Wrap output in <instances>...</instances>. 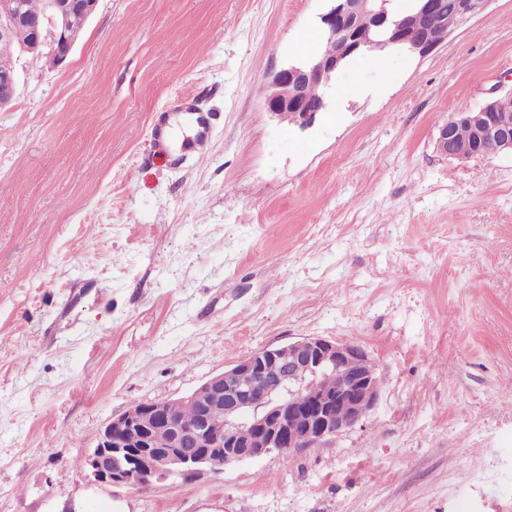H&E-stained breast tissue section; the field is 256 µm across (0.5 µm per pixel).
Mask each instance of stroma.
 <instances>
[{"mask_svg": "<svg viewBox=\"0 0 512 512\" xmlns=\"http://www.w3.org/2000/svg\"><path fill=\"white\" fill-rule=\"evenodd\" d=\"M327 0H99L0 112V512H512V155L437 152L512 91V0L427 55L348 60L305 128L267 112ZM194 97L208 154L153 122ZM306 336L363 347L379 398L284 460L145 490L73 459Z\"/></svg>", "mask_w": 512, "mask_h": 512, "instance_id": "1", "label": "stroma"}]
</instances>
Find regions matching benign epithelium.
<instances>
[{
    "instance_id": "benign-epithelium-1",
    "label": "benign epithelium",
    "mask_w": 512,
    "mask_h": 512,
    "mask_svg": "<svg viewBox=\"0 0 512 512\" xmlns=\"http://www.w3.org/2000/svg\"><path fill=\"white\" fill-rule=\"evenodd\" d=\"M99 0H46L42 20L32 22L19 0H0V38L27 35L21 53L47 56L53 66L63 65L78 38L67 26L71 10L78 7L92 15ZM320 16L328 41L336 42L334 54H321L307 63H294L275 72L264 100L266 110L289 117L302 128L326 108V100L307 95L312 83L332 88L342 62L373 50L355 35L359 17L366 16L385 37L383 45L405 43L404 34L418 33L410 52L426 55L439 46L442 0H415L417 6L392 16L388 0H328ZM491 0H456L459 21L483 13ZM15 65L0 68V111L16 98ZM465 125L475 138L474 156L512 154V94L491 97L479 110L456 112L441 125L436 150L449 158L463 159L454 144L457 127ZM371 364L360 346L321 336L255 351L223 372L211 376L179 403L196 408L197 418L183 423L164 414L154 401L132 406L113 419L99 434L96 446L85 455L83 472L96 484L141 490L155 483L189 480L205 473H221L232 464L259 459L285 449L317 448L367 417L379 396L375 368L349 371L351 361ZM336 374V390L317 386L320 374ZM224 405V423L210 419L211 408ZM253 438L245 446L235 440L240 425Z\"/></svg>"
}]
</instances>
